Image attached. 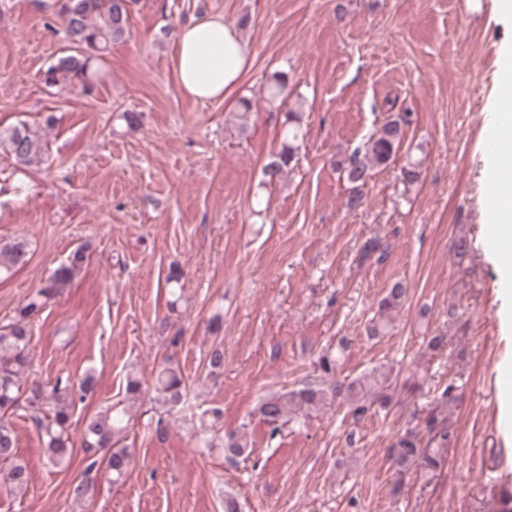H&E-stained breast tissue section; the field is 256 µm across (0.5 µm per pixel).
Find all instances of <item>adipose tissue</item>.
I'll return each mask as SVG.
<instances>
[{
  "label": "adipose tissue",
  "mask_w": 512,
  "mask_h": 512,
  "mask_svg": "<svg viewBox=\"0 0 512 512\" xmlns=\"http://www.w3.org/2000/svg\"><path fill=\"white\" fill-rule=\"evenodd\" d=\"M174 68L179 91L198 100H225L240 84L251 49L223 16L205 15L175 32ZM490 125L512 128V49L502 54Z\"/></svg>",
  "instance_id": "adipose-tissue-1"
}]
</instances>
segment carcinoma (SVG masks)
<instances>
[{
	"label": "carcinoma",
	"mask_w": 512,
	"mask_h": 512,
	"mask_svg": "<svg viewBox=\"0 0 512 512\" xmlns=\"http://www.w3.org/2000/svg\"><path fill=\"white\" fill-rule=\"evenodd\" d=\"M133 0H60L57 23L68 42L70 54L59 57L42 76L49 88L60 91L81 84L84 93L93 89L89 78L90 60L109 51L125 40L128 18ZM288 94V77L282 73L272 76L267 86V100L274 103ZM409 116L398 114L385 120L363 148L354 152L346 168L347 180L357 186L364 185L374 167L386 164L405 139ZM303 137L300 116L290 112L286 116L279 150L263 167L266 182L272 184L282 177L295 158L297 142ZM0 144L6 146L21 167L41 166L49 163L50 154L44 130L25 122L5 131L0 130ZM27 248L22 241L0 242V277L12 275L26 262ZM86 260V249L75 250L56 273L25 303L15 311L12 321L0 327V483L15 495L26 493L30 483L27 465L17 455V439L11 421L15 411L27 407L45 448L46 458L54 467L70 465L73 448L68 429L75 391L87 395L94 389V377L85 375L74 387L68 379H57L50 391L39 384L22 388V377L32 365L29 350L32 324L39 318L47 301L55 297L60 288L70 281ZM406 288L396 282L379 304L368 335L384 336L391 326V313L404 301ZM338 357L327 352L318 362L320 380L300 387L273 393L262 398L257 412L269 427L270 438H275L285 418L306 415L338 399L343 400L353 418L359 419L374 409L384 406L385 391L391 385L390 374L373 369L352 380L336 378ZM154 400L172 411L187 403V388L182 374L170 363H165L154 380ZM143 383L136 376H128L124 398L101 406L87 416L83 424L85 451L90 453L87 469L105 466L112 474V483H120L132 462L128 449L120 447L131 425L129 410L139 402ZM428 436L416 427L398 434L391 444V456L404 473L413 467L425 471L440 468L445 449L453 442L454 433L435 413L426 418ZM249 448L244 433L224 436V454L227 458L242 456Z\"/></svg>",
	"instance_id": "obj_1"
}]
</instances>
